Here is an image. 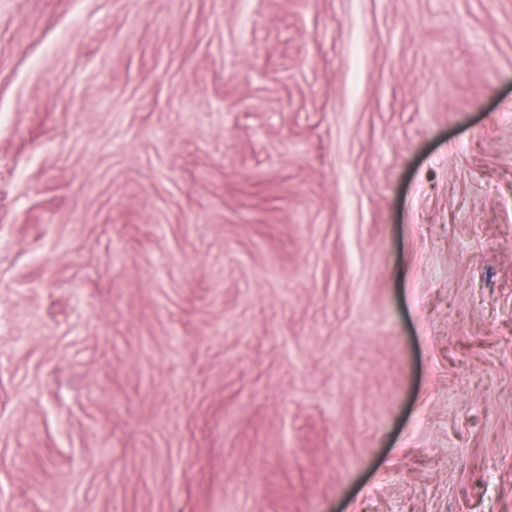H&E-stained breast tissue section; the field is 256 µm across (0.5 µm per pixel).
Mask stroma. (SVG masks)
I'll return each mask as SVG.
<instances>
[{
    "mask_svg": "<svg viewBox=\"0 0 512 512\" xmlns=\"http://www.w3.org/2000/svg\"><path fill=\"white\" fill-rule=\"evenodd\" d=\"M0 512H512V0H0Z\"/></svg>",
    "mask_w": 512,
    "mask_h": 512,
    "instance_id": "obj_1",
    "label": "stroma"
}]
</instances>
